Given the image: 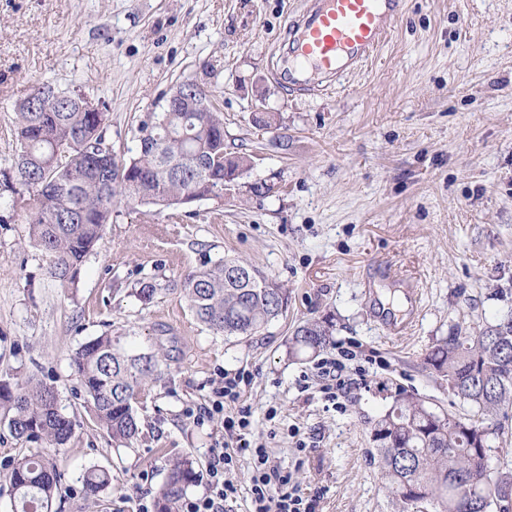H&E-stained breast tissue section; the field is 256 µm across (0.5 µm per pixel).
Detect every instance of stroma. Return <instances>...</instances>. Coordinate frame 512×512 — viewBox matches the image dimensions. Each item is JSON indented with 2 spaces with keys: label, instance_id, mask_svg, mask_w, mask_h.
Listing matches in <instances>:
<instances>
[{
  "label": "stroma",
  "instance_id": "1",
  "mask_svg": "<svg viewBox=\"0 0 512 512\" xmlns=\"http://www.w3.org/2000/svg\"><path fill=\"white\" fill-rule=\"evenodd\" d=\"M303 0H0V173L14 154V110L33 81L80 89L110 114L114 154L130 159L139 125L183 81L224 116V154L245 156L224 199L117 206L73 280L48 272L18 208L0 199V381L54 386L75 433L55 456V512H138L153 505L170 458L204 472L224 417L196 422L225 373L244 371L255 439L317 512H395L368 451L370 423L406 389L447 405L423 368L456 325L512 313V0H405L403 18L356 75L291 99L275 77ZM270 125L255 122L259 112ZM266 193H255L257 185ZM227 256L288 290V310L254 336L227 338L192 315L178 284ZM410 268L414 283L387 266ZM153 283L148 301L137 291ZM420 294L402 337L378 320V289ZM331 318L354 346L333 405L320 358L289 360L288 339ZM163 350L168 369L136 405L141 434L115 447L70 366L103 332ZM0 410V512L6 475L40 450ZM112 484L86 494L85 467Z\"/></svg>",
  "mask_w": 512,
  "mask_h": 512
}]
</instances>
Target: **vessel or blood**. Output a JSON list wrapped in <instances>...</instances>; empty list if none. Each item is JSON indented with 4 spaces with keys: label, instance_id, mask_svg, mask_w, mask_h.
Here are the masks:
<instances>
[{
    "label": "vessel or blood",
    "instance_id": "vessel-or-blood-1",
    "mask_svg": "<svg viewBox=\"0 0 512 512\" xmlns=\"http://www.w3.org/2000/svg\"><path fill=\"white\" fill-rule=\"evenodd\" d=\"M403 0H308L292 20V59L280 77L299 95L313 79L334 81L361 68L386 41Z\"/></svg>",
    "mask_w": 512,
    "mask_h": 512
}]
</instances>
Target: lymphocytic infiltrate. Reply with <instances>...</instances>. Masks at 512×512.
Returning <instances> with one entry per match:
<instances>
[{
	"label": "lymphocytic infiltrate",
	"instance_id": "obj_1",
	"mask_svg": "<svg viewBox=\"0 0 512 512\" xmlns=\"http://www.w3.org/2000/svg\"><path fill=\"white\" fill-rule=\"evenodd\" d=\"M249 383L246 373H228L223 386L216 390L211 410L223 413L224 433L235 442L236 450L214 454L206 469L209 494L185 501L181 512H233L237 488L228 474L235 468L241 451L248 452L253 461L250 487L253 512H315V502L290 491L288 472L272 463L263 445L253 441L254 410L244 397Z\"/></svg>",
	"mask_w": 512,
	"mask_h": 512
}]
</instances>
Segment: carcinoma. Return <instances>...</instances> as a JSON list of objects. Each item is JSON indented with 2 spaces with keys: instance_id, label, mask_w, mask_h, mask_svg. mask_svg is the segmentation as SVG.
I'll list each match as a JSON object with an SVG mask.
<instances>
[{
  "instance_id": "1",
  "label": "carcinoma",
  "mask_w": 512,
  "mask_h": 512,
  "mask_svg": "<svg viewBox=\"0 0 512 512\" xmlns=\"http://www.w3.org/2000/svg\"><path fill=\"white\" fill-rule=\"evenodd\" d=\"M106 112H84L80 92L37 81L15 107L13 176L4 182L16 198L32 238L49 259L51 277L73 279L77 267L112 223L115 207L185 196L221 198L248 159L224 158V122L214 108L175 111L163 106L144 122L135 156L118 160L106 142ZM191 313L215 333L253 336L283 315L288 291L251 263L226 258L189 274L181 285ZM109 333L83 343L73 356L96 422L118 446L140 434L135 404L161 378L166 356L132 353ZM333 344L332 324L311 321L288 342L292 358L317 357ZM424 368L448 385L446 409L402 391L370 432L380 480L399 512H512V472L491 463L512 424V314L485 321L474 332L453 327L425 355ZM0 408L8 427L24 441L65 445L76 423L62 412L54 387L0 384ZM61 473L37 451L12 465L8 481L13 512H50ZM88 494L111 483L107 469L91 466L81 476ZM197 472L189 457L170 461L155 496V512H179Z\"/></svg>"
}]
</instances>
